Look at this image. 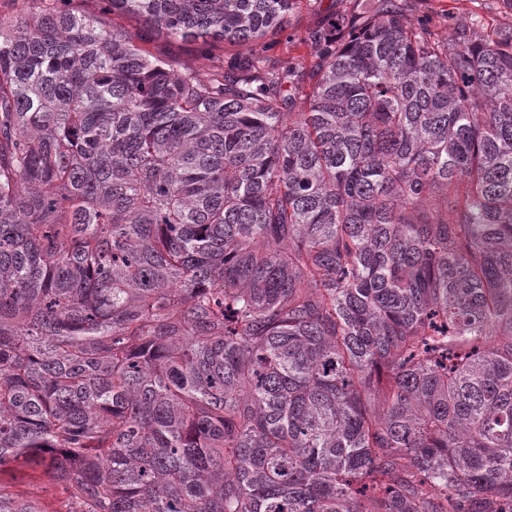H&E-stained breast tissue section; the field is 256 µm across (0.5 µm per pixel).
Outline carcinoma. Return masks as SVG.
<instances>
[{
	"mask_svg": "<svg viewBox=\"0 0 512 512\" xmlns=\"http://www.w3.org/2000/svg\"><path fill=\"white\" fill-rule=\"evenodd\" d=\"M0 14V469L67 512H512V31L403 0ZM0 512H48L0 482ZM358 3L356 0H300L281 30L269 32L253 48L270 65L277 66L285 60L305 64L312 53L311 45L304 40L307 32L323 28L335 16L355 10ZM110 17L114 28L124 31L146 52L154 56L172 58L180 65L220 67L228 58H245L249 55V47L226 42L205 52L195 44L169 39L165 34L149 28L143 21L134 17L118 14ZM5 483L14 485L17 490L24 491L35 498L47 510H65L66 495L46 474L44 467L12 463L7 471L0 474Z\"/></svg>",
	"mask_w": 512,
	"mask_h": 512,
	"instance_id": "cac0c4a2",
	"label": "carcinoma"
}]
</instances>
